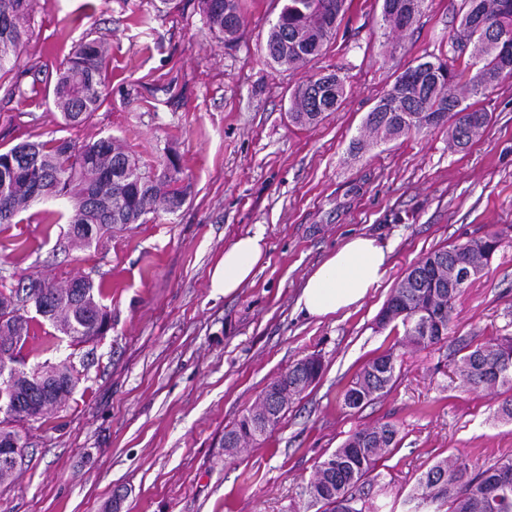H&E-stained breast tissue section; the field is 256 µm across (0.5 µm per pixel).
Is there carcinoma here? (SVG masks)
Listing matches in <instances>:
<instances>
[{"instance_id":"cac0c4a2","label":"carcinoma","mask_w":512,"mask_h":512,"mask_svg":"<svg viewBox=\"0 0 512 512\" xmlns=\"http://www.w3.org/2000/svg\"><path fill=\"white\" fill-rule=\"evenodd\" d=\"M458 28L451 36L452 49L470 51L468 61L456 56L447 60L434 54L407 67L393 86L368 112L364 130L383 140L421 133L448 125L452 144L464 148L489 123L488 113L467 100L485 94L512 78V0H464ZM210 29L230 40L244 22L242 0H199ZM346 0H285L269 29L265 55L270 63L294 68L315 61L335 37L345 12ZM425 0H382L383 24L396 29L398 17L422 13ZM34 0H0V72L7 71L24 51V23ZM108 45L93 39L74 47L59 70L53 100L65 124L85 122L104 100ZM345 81L337 72H316L295 89L288 116L306 127L338 109ZM12 157L13 165L0 162V224H10L35 201L65 197L73 206L68 233L75 240L91 242L114 224H145L147 216L163 209L175 212L184 204L188 187L180 177L175 155L159 167L144 170L125 145L111 135L84 142L50 140L21 142L0 151V159ZM500 245L496 232L471 238L452 247L429 253L411 267L393 290L377 318L385 329L387 314L397 316L406 342L427 348L448 336L460 292L448 287L456 265H487ZM80 287H58L46 279L29 278L6 292L0 290V346L12 350L9 362L0 358V455L11 452L10 439L20 448L26 442L16 425L27 421V392L39 386L37 402L48 412L66 401L79 383L72 364L25 367L23 352L30 338L27 303L44 308L43 314L58 331L76 344L86 343L111 329V316L100 303L101 285L88 277ZM454 370L462 386L471 389L504 388L512 391V336H496L482 342L457 340ZM396 357L388 350L366 363L343 393L350 410L379 398L392 386ZM322 373L319 358L310 356L292 365L273 381L288 392L293 402ZM271 422L254 433L246 416L224 432L227 439L256 442L275 428ZM398 428L389 423L360 428L330 454L317 462L306 486L310 502L322 512H378L366 499L364 486L372 481L377 463L398 447ZM410 499L441 512H512V457L504 456L486 469L472 473L461 459H442L418 479Z\"/></svg>"}]
</instances>
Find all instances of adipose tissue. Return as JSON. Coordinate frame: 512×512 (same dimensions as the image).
Wrapping results in <instances>:
<instances>
[{"instance_id": "ef3b65f1", "label": "adipose tissue", "mask_w": 512, "mask_h": 512, "mask_svg": "<svg viewBox=\"0 0 512 512\" xmlns=\"http://www.w3.org/2000/svg\"><path fill=\"white\" fill-rule=\"evenodd\" d=\"M390 250L374 238L354 235L310 271L303 283L296 307L304 315L325 318L362 304L369 293L381 286L388 273ZM265 255L263 233L237 237L210 275L211 287L224 295L236 294L252 281Z\"/></svg>"}]
</instances>
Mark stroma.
<instances>
[{"instance_id": "obj_1", "label": "stroma", "mask_w": 512, "mask_h": 512, "mask_svg": "<svg viewBox=\"0 0 512 512\" xmlns=\"http://www.w3.org/2000/svg\"><path fill=\"white\" fill-rule=\"evenodd\" d=\"M462 0H427L407 30L383 28L379 0H347L335 39L314 65L268 64L264 46L280 0H245L244 24L225 41L199 0H35L20 61L0 78V150L51 139L126 140L144 165L177 155L191 192L180 210L113 229L83 245L73 214L44 199L0 224V286L25 277L104 288L112 328L92 342L57 340L27 307L28 366L70 360L81 380L28 438L0 512H103L116 487L123 512H317L305 487L314 464L358 428L390 422L400 444L366 489L382 512H426L408 499L436 461L478 471L512 455V420L499 391L470 390L452 371L456 339L512 335V79L479 97L492 120L465 149L448 129L366 140L364 119L402 68L451 54ZM105 38V99L65 125L53 104L62 63L80 42ZM340 70L345 96L317 125L288 117L291 92L312 71ZM263 232L252 283L227 297L210 287L226 244ZM501 243L463 289L444 344L404 345L376 316L428 253L488 232ZM391 249L383 284L361 307L325 319L296 308L305 275L345 239ZM397 355L390 391L358 410L342 406L349 381L386 349ZM323 374L266 439L226 456L224 431L297 360Z\"/></svg>"}]
</instances>
